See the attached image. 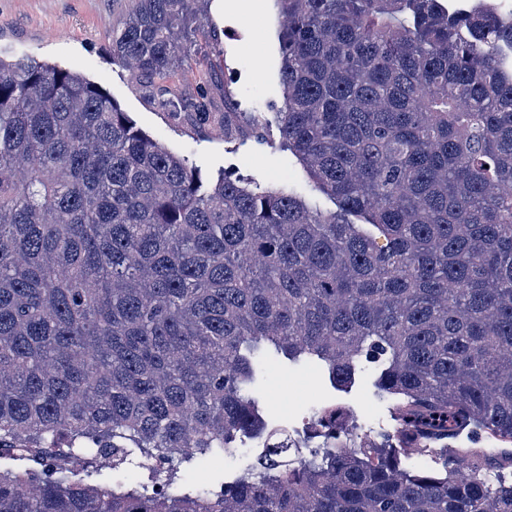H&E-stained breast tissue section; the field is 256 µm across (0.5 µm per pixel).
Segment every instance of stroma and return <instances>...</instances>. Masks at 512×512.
<instances>
[{
	"instance_id": "1",
	"label": "stroma",
	"mask_w": 512,
	"mask_h": 512,
	"mask_svg": "<svg viewBox=\"0 0 512 512\" xmlns=\"http://www.w3.org/2000/svg\"><path fill=\"white\" fill-rule=\"evenodd\" d=\"M208 20L169 79H147L112 56V37L122 29L131 0H0V56H32L79 73L105 90L136 125L196 167L203 181L220 174L267 189L293 193L308 206L334 210L315 191L299 159L283 144L275 114L283 103L280 85V16L274 0H196ZM205 93L209 118L174 117L163 111V93ZM373 365L359 364L352 383L334 385L317 362L273 361L259 372L253 394L270 423L303 439L310 426L297 406L280 402L291 392L318 408L347 405L372 417L381 434L398 427V402L375 385ZM399 469L444 474L449 460L477 454L492 465L493 482L512 483V444L486 429L467 427L420 448L410 457L394 448ZM181 483L218 488L224 460L195 456L179 466Z\"/></svg>"
}]
</instances>
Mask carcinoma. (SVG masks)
I'll list each match as a JSON object with an SVG mask.
<instances>
[{"mask_svg": "<svg viewBox=\"0 0 512 512\" xmlns=\"http://www.w3.org/2000/svg\"><path fill=\"white\" fill-rule=\"evenodd\" d=\"M131 2L112 54L166 78L206 19ZM276 4L277 127L338 213L206 184L90 80L0 58V512H512L489 464L400 470L334 409L310 459L281 444L218 491L177 485L175 459L268 432V349L340 386L380 366L416 443L512 441V21L492 0ZM76 448L113 471L137 451L150 483H92Z\"/></svg>", "mask_w": 512, "mask_h": 512, "instance_id": "obj_1", "label": "carcinoma"}]
</instances>
